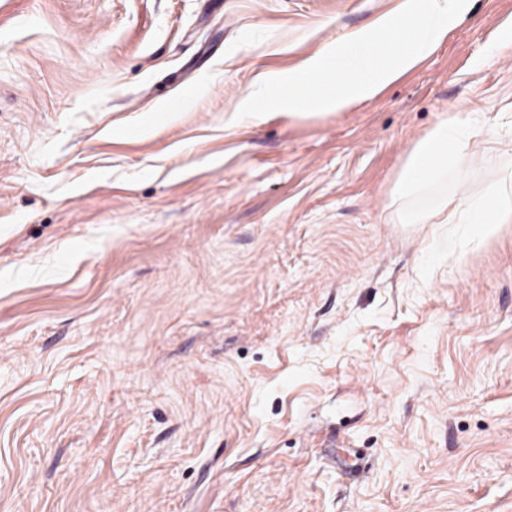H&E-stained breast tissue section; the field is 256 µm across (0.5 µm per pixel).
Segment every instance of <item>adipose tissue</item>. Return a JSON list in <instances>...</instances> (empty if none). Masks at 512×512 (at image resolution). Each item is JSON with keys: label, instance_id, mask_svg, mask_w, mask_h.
Segmentation results:
<instances>
[{"label": "adipose tissue", "instance_id": "obj_1", "mask_svg": "<svg viewBox=\"0 0 512 512\" xmlns=\"http://www.w3.org/2000/svg\"><path fill=\"white\" fill-rule=\"evenodd\" d=\"M498 141L499 132L470 120L440 121L420 139L404 159L391 189V205L403 222L459 224L467 236L489 238L500 225L512 221V170L504 171L477 195L448 204L440 200L434 209L409 215L408 202L430 195L448 179L466 180L473 166L471 145L478 139Z\"/></svg>", "mask_w": 512, "mask_h": 512}]
</instances>
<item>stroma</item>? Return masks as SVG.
Returning <instances> with one entry per match:
<instances>
[{
  "instance_id": "1",
  "label": "stroma",
  "mask_w": 512,
  "mask_h": 512,
  "mask_svg": "<svg viewBox=\"0 0 512 512\" xmlns=\"http://www.w3.org/2000/svg\"><path fill=\"white\" fill-rule=\"evenodd\" d=\"M402 0H0V512H512V223L390 190L444 119L512 165V0L349 111L234 120Z\"/></svg>"
}]
</instances>
